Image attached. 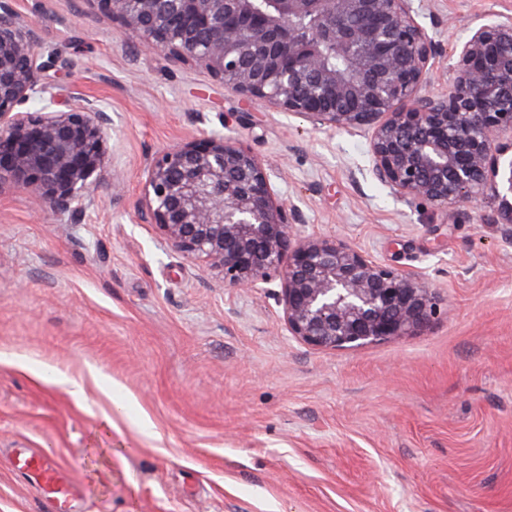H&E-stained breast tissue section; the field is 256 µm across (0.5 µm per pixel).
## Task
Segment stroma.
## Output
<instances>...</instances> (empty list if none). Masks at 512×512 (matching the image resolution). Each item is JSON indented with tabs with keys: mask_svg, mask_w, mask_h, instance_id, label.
<instances>
[{
	"mask_svg": "<svg viewBox=\"0 0 512 512\" xmlns=\"http://www.w3.org/2000/svg\"><path fill=\"white\" fill-rule=\"evenodd\" d=\"M16 8L66 63L55 110L93 99L112 129L109 182L85 212L0 187V512H47L18 448L56 453L75 512H512V231L493 194L451 213L398 201L366 136L225 90L92 0ZM491 9L512 0H428L435 84ZM211 132L271 166L305 233L418 273L430 325L313 348L272 294L224 287L140 223L148 162Z\"/></svg>",
	"mask_w": 512,
	"mask_h": 512,
	"instance_id": "1",
	"label": "stroma"
}]
</instances>
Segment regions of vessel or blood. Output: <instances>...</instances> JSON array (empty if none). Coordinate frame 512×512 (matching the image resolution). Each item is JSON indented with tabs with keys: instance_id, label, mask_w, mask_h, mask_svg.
Instances as JSON below:
<instances>
[{
	"instance_id": "b4317fda",
	"label": "vessel or blood",
	"mask_w": 512,
	"mask_h": 512,
	"mask_svg": "<svg viewBox=\"0 0 512 512\" xmlns=\"http://www.w3.org/2000/svg\"><path fill=\"white\" fill-rule=\"evenodd\" d=\"M15 466L43 492L47 512H72L74 490L61 475V466L54 452L20 449Z\"/></svg>"
}]
</instances>
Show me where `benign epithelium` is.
<instances>
[{
  "instance_id": "benign-epithelium-1",
  "label": "benign epithelium",
  "mask_w": 512,
  "mask_h": 512,
  "mask_svg": "<svg viewBox=\"0 0 512 512\" xmlns=\"http://www.w3.org/2000/svg\"><path fill=\"white\" fill-rule=\"evenodd\" d=\"M0 0V185L54 213L94 203L108 183L111 118L74 99L58 112L19 107L49 92L65 63L39 52L36 24ZM142 45L205 68L233 93L318 131L363 133L370 172L399 200L456 210L494 187L512 227V15L490 12L455 49L446 88H429L442 46L424 0H95ZM336 57L331 64L329 57ZM137 218L226 288L276 285L288 334L356 349L427 327L436 306L414 272L345 241L304 235L270 168L222 133L167 148L146 167Z\"/></svg>"
}]
</instances>
